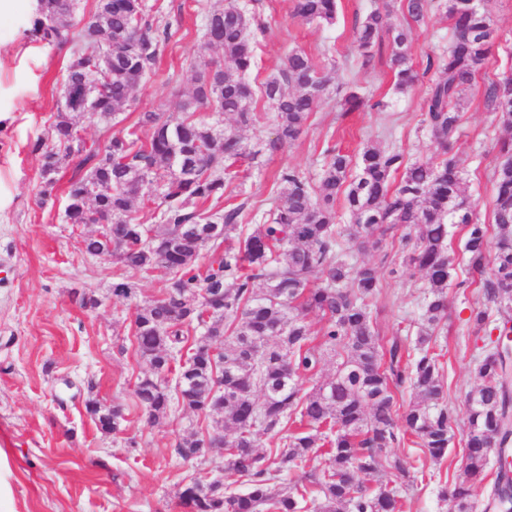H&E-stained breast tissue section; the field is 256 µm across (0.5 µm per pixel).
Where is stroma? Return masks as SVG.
<instances>
[{"label":"stroma","mask_w":512,"mask_h":512,"mask_svg":"<svg viewBox=\"0 0 512 512\" xmlns=\"http://www.w3.org/2000/svg\"><path fill=\"white\" fill-rule=\"evenodd\" d=\"M146 3L170 23L173 36L154 75L137 87L132 106L117 115L120 126L191 90L192 65L203 54L202 20L214 6H247L263 26L255 38L253 86L277 74L294 48L311 55L329 79V102L310 116L298 140L272 155L262 146L273 136V111L257 101L256 120L242 131L256 157L225 174L224 198L244 204L243 227L262 223L275 206L281 170L317 181L325 150L354 155L372 140L399 150L409 161L438 155L424 122L433 81L425 67L448 45L450 21L444 9L433 8L423 21L408 24L411 64L422 76L401 92L395 88L389 45L374 48L368 58L353 34L355 18L381 7L383 0H339L338 19L330 27L295 18L294 0ZM35 6V0H6L0 6V500L9 512H183L178 491L185 481L198 477L228 484L232 478L222 470L223 449H210L191 462L175 451L179 437L211 428V418L179 409L152 423L133 393L137 378L151 372L132 345L134 303L160 296L167 273L160 268L126 273L116 260L85 254L82 240L95 234L97 225L70 224L64 214L75 168L58 174L50 198L38 194L40 162L30 145L47 138L57 118L60 78L71 49L29 36ZM489 7L498 45L464 95L460 138L453 148L482 224L491 221L495 145L505 135L484 99V87L497 75L512 73V0H491ZM352 91L383 100V108L343 111L341 102ZM346 252L349 263L382 264L381 293L371 302L381 337L416 338L423 272L403 263L398 244L389 239L376 251L351 245ZM121 272L135 284L136 299L113 295L112 277ZM79 293L95 295L98 306L80 307ZM484 303L477 288L448 291V320L437 338L448 351L445 380L454 413L447 457L437 463L424 449L400 447L397 455L416 460L423 476L402 477L387 469L361 478L374 490L399 487L407 512H452L439 489L462 471L469 431L464 396L475 383L476 364L488 342L486 330L471 327L467 318L470 308ZM89 398L120 409L116 432L97 429L84 409Z\"/></svg>","instance_id":"stroma-1"}]
</instances>
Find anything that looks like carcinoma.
<instances>
[{"instance_id":"cac0c4a2","label":"carcinoma","mask_w":512,"mask_h":512,"mask_svg":"<svg viewBox=\"0 0 512 512\" xmlns=\"http://www.w3.org/2000/svg\"><path fill=\"white\" fill-rule=\"evenodd\" d=\"M398 2L403 16L416 23L430 8L429 0ZM483 2L446 0L448 55L427 60V68L438 71L425 102L427 126L442 146L436 158L407 162L397 150L367 145L354 163L329 150L314 184L294 170L281 173L287 187L280 202L264 223L244 232V205L213 213L203 206L224 202V161L247 154L239 128L255 121L256 94L271 106L276 123L267 153L301 135L328 93V79L312 58L290 51L281 73L257 93L247 76L255 31L262 26L234 4L214 9L202 25L203 49L221 53L222 61L200 62L192 96L140 113L135 123L106 131L103 144L89 148L71 114L108 123L130 106L170 40V25L152 16L145 0H95L94 10L78 22L76 0H37L29 34L72 48L51 144L39 139L33 145L41 162L39 195L50 197L56 175L76 163L82 174L69 182L66 220L101 226L84 240L85 252L113 256L143 274L167 271L162 297L135 306L134 344L152 374L136 382L134 395L151 422L175 404L217 416L214 433L183 436L176 452L191 461L222 448L224 471L246 479L242 493H226L219 480L183 486L179 499L188 512H404L397 487L368 493L359 475L392 469L407 476L411 463L392 452L405 441L435 460L447 456L454 417L435 332L448 313L445 290L454 271L449 225L463 232L471 283L480 284L497 313L512 312V136L497 142L489 224L474 221L463 171L449 155L459 136L460 98L497 39L488 0ZM391 14L388 5L377 8L355 20L354 29L367 58L381 33L390 36L396 88L404 91L418 75L408 62L409 29L390 22ZM294 15L332 26L337 3L296 0ZM484 95L511 130L512 75L489 82ZM200 110L213 117L198 119ZM226 115L235 117V125H224ZM147 184L154 186L150 201L159 209V224L142 222L136 208ZM340 197L351 218L347 226L337 223ZM403 227L416 232L401 237L404 262L427 281L412 345L399 336L386 342L379 336L370 308L380 293L377 265H351L342 247L345 240L362 246L363 236L375 234L371 247L377 248ZM204 250L209 262L201 266ZM308 311L324 320L317 336L306 321ZM495 329L498 336L476 368L478 382L465 394L463 475L439 492L454 503V512H476L494 448L497 475L489 503L512 512V470L503 456L512 444V318ZM197 330L201 339L187 345ZM182 351L186 357L175 358ZM326 355L334 357L335 373L301 393L299 379L316 376ZM175 362L172 395L165 374ZM405 385L411 401L400 415L395 391ZM85 409L101 431L118 428L119 409L93 398ZM261 433L281 435L271 460L258 450ZM318 457L322 467L305 470ZM294 469L301 471L298 481L280 484L281 473Z\"/></svg>"}]
</instances>
